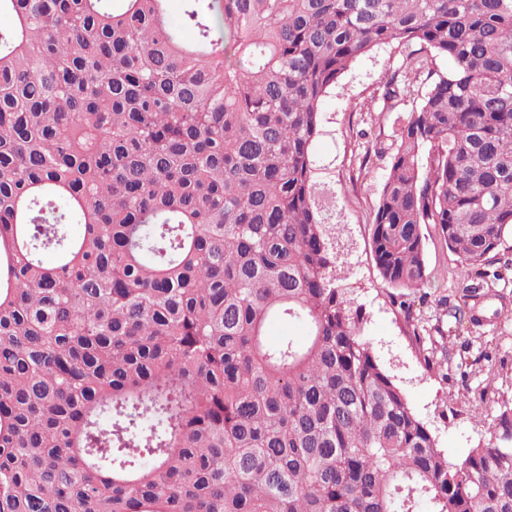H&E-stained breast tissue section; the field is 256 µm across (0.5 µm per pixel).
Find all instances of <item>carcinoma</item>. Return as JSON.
Here are the masks:
<instances>
[{
    "mask_svg": "<svg viewBox=\"0 0 512 512\" xmlns=\"http://www.w3.org/2000/svg\"><path fill=\"white\" fill-rule=\"evenodd\" d=\"M166 2L0 0V512H512V407L439 447L365 338L313 152L352 63L407 49L379 274L425 287L432 224L499 277L512 0Z\"/></svg>",
    "mask_w": 512,
    "mask_h": 512,
    "instance_id": "carcinoma-1",
    "label": "carcinoma"
}]
</instances>
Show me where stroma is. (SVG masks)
I'll list each match as a JSON object with an SVG mask.
<instances>
[{
	"mask_svg": "<svg viewBox=\"0 0 512 512\" xmlns=\"http://www.w3.org/2000/svg\"><path fill=\"white\" fill-rule=\"evenodd\" d=\"M401 61L398 48L386 45L352 64L322 103L316 154L335 197L332 222L345 244L364 334L440 447L459 459L487 438L473 417L479 400L494 411L512 407V236L490 258L502 279L480 283L433 226H424L428 284L394 304L373 258L369 215L387 169L375 148L388 141L396 119L379 112V96Z\"/></svg>",
	"mask_w": 512,
	"mask_h": 512,
	"instance_id": "obj_1",
	"label": "stroma"
}]
</instances>
